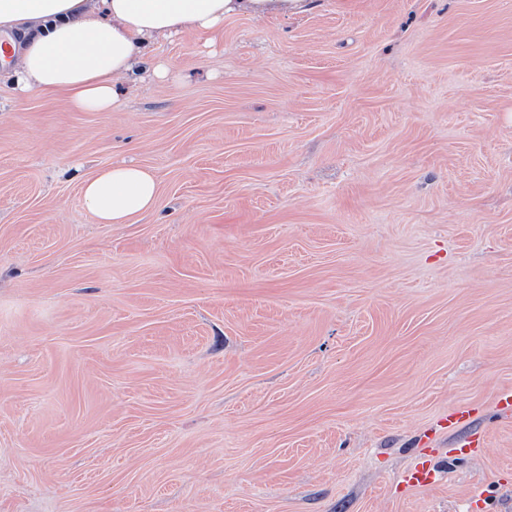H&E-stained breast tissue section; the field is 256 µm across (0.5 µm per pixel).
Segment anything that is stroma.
<instances>
[{"label": "stroma", "instance_id": "35a3bbf8", "mask_svg": "<svg viewBox=\"0 0 512 512\" xmlns=\"http://www.w3.org/2000/svg\"><path fill=\"white\" fill-rule=\"evenodd\" d=\"M151 55L105 112L0 66V512H512V0H310ZM123 161L157 205L94 223ZM158 198V183L135 163L113 164L84 180L81 200L97 224H131L151 212ZM436 473V469L428 461L421 460L405 471L402 483L410 489H424L436 482Z\"/></svg>", "mask_w": 512, "mask_h": 512}]
</instances>
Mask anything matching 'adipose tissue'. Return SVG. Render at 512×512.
<instances>
[{
  "instance_id": "obj_1",
  "label": "adipose tissue",
  "mask_w": 512,
  "mask_h": 512,
  "mask_svg": "<svg viewBox=\"0 0 512 512\" xmlns=\"http://www.w3.org/2000/svg\"><path fill=\"white\" fill-rule=\"evenodd\" d=\"M307 0H0V33L22 32L10 73L25 94L64 92L83 111L108 110L112 79L128 74L149 40L187 29L213 33L231 15L299 12ZM158 183L135 163L113 164L84 180L81 200L98 224H130L151 212Z\"/></svg>"
}]
</instances>
